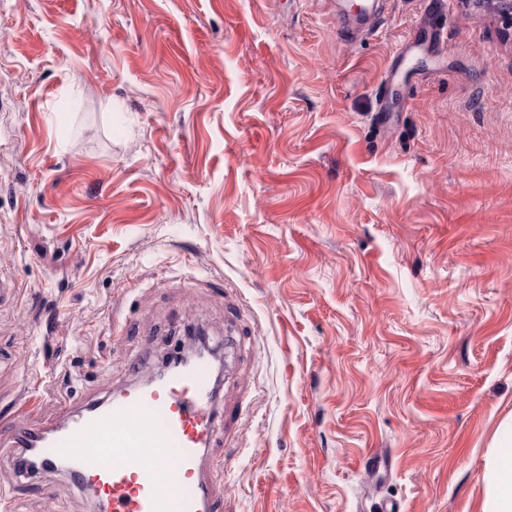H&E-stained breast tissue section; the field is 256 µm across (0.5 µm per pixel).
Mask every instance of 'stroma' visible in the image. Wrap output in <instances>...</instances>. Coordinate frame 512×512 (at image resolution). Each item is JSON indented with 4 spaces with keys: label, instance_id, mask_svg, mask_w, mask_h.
I'll return each instance as SVG.
<instances>
[{
    "label": "stroma",
    "instance_id": "1",
    "mask_svg": "<svg viewBox=\"0 0 512 512\" xmlns=\"http://www.w3.org/2000/svg\"><path fill=\"white\" fill-rule=\"evenodd\" d=\"M427 2L348 42L349 0H0V415L233 334L224 512H481L512 415V28L448 0L394 65ZM1 494L95 512L2 447Z\"/></svg>",
    "mask_w": 512,
    "mask_h": 512
}]
</instances>
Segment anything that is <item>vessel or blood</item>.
<instances>
[{
	"label": "vessel or blood",
	"mask_w": 512,
	"mask_h": 512,
	"mask_svg": "<svg viewBox=\"0 0 512 512\" xmlns=\"http://www.w3.org/2000/svg\"><path fill=\"white\" fill-rule=\"evenodd\" d=\"M210 371L205 359L175 363L163 379L65 406L39 426L2 416L0 443L36 445L29 477L48 486L66 475L91 488L104 512H224V461L212 453L223 406Z\"/></svg>",
	"instance_id": "vessel-or-blood-1"
}]
</instances>
